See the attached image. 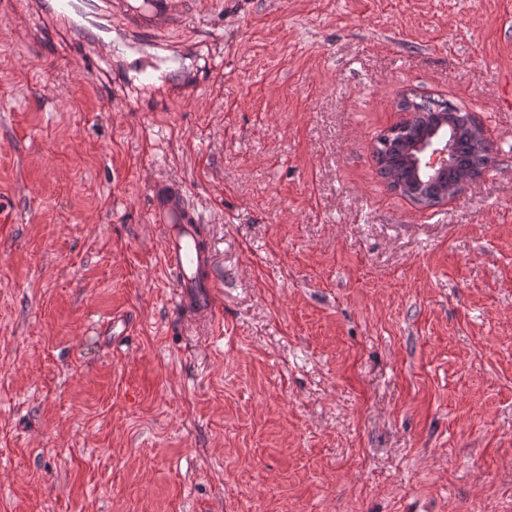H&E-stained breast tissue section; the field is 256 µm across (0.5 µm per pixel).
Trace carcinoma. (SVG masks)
<instances>
[{"label":"carcinoma","instance_id":"cac0c4a2","mask_svg":"<svg viewBox=\"0 0 512 512\" xmlns=\"http://www.w3.org/2000/svg\"><path fill=\"white\" fill-rule=\"evenodd\" d=\"M400 108L412 117L387 130L377 139L373 158L378 171L394 185L401 181L399 192L410 200L434 206L442 199V191L454 186L460 177L492 162L489 149H481L469 135L471 115L448 101L404 97ZM444 134L448 141L449 164L446 170L432 174L417 165L421 147L431 138Z\"/></svg>","mask_w":512,"mask_h":512}]
</instances>
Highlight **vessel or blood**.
Segmentation results:
<instances>
[{"instance_id": "1", "label": "vessel or blood", "mask_w": 512, "mask_h": 512, "mask_svg": "<svg viewBox=\"0 0 512 512\" xmlns=\"http://www.w3.org/2000/svg\"><path fill=\"white\" fill-rule=\"evenodd\" d=\"M45 12L72 28L88 32L93 48L112 51L110 0H46ZM152 224L162 230L161 264L175 278V301L191 319L212 321L214 279L212 252L206 238L197 236V218L186 203L183 186L171 178L153 185Z\"/></svg>"}]
</instances>
